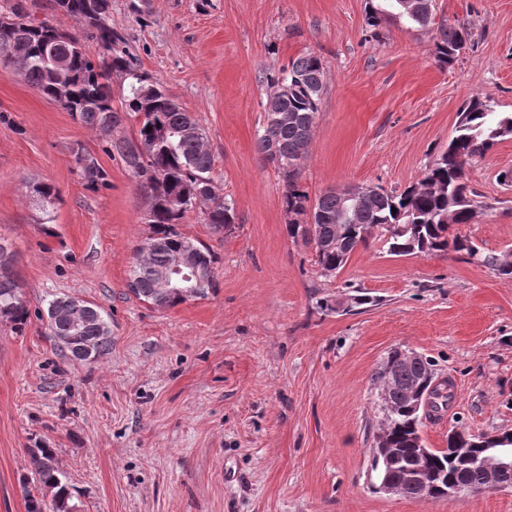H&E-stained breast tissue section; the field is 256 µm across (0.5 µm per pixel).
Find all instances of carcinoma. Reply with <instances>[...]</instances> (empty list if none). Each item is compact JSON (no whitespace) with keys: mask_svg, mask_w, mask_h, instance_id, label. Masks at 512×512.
Listing matches in <instances>:
<instances>
[{"mask_svg":"<svg viewBox=\"0 0 512 512\" xmlns=\"http://www.w3.org/2000/svg\"><path fill=\"white\" fill-rule=\"evenodd\" d=\"M417 2V11L409 15L401 0H367L366 24L376 29L388 20L398 19L411 27L428 29L435 23L434 0ZM109 6V0H54L55 10L80 23L86 35L101 46V53L91 58L78 40L58 42L59 27L32 17L21 3H16L6 17L14 16L20 22L0 23V63L14 65L8 48L13 43L24 44L28 54L20 69L28 83L59 103L82 125L99 132L104 151L125 164L143 193L150 228L144 240L146 247L135 250L130 290L150 305L172 308L185 302V298L175 288H158L159 275L169 270L175 257L189 247L194 248L200 279L196 298L204 299L218 288L214 254L201 242L186 237L180 224L189 212L197 210L214 233L228 234L235 227V207L233 202L210 194L213 157L199 120L140 71L137 58L126 50L122 34L107 23ZM470 38L471 33L463 25H439L434 42L439 66L451 65ZM55 53L69 58L65 70L57 68ZM114 74L124 78L119 109L112 106L109 81ZM262 81L271 92L265 105L266 124L257 132L256 148L281 174L282 205L290 216L289 235L312 247L316 264L324 273L332 275L343 268L351 254L360 247H368L373 232L378 231L379 240L394 256L433 255L451 248L501 275H512V249L482 254L468 237L452 233V226L470 223L471 209L478 206L476 192L468 183L467 166L512 137L511 112L497 111L489 99H470L459 110L455 134L448 147L426 166L418 183L400 193L379 187L348 218L345 209L349 200L345 195L350 188L320 196L310 211L307 192L298 182V160L307 154L325 88L321 58L313 53L302 54L290 60L288 66L264 73ZM128 120L136 128L131 138L119 134ZM77 150L86 158L79 165L85 187L97 191L107 186L106 173L96 158L80 146ZM26 195L43 223L52 222L60 201L57 188L45 182H30ZM307 214L311 215L309 222L303 220ZM11 261L8 246L0 244V321L21 331L27 325L30 311L10 274ZM77 303L83 300L69 296L48 303L50 335L68 334L65 314ZM88 307L90 313L79 332V343L91 348L93 357L99 359L108 354L111 330L99 307L92 303ZM376 382L385 392V442L397 452L391 458L374 457L378 479L399 485L401 496L417 500L426 494L434 501L439 500L450 484L472 492L484 491L481 464L452 459L446 451L431 450L424 456L417 447L422 415L413 408L409 392L419 387L425 394L433 391L435 412L446 406L449 399L442 388H431V364L394 349L377 372ZM448 447H467L475 459L485 455V444L479 437L471 436L465 442L450 435ZM420 455L424 461L423 480L417 484L405 482L403 465ZM31 464L35 489L46 488L52 493V512H71L72 492L56 465L53 450L32 451Z\"/></svg>","mask_w":512,"mask_h":512,"instance_id":"obj_1","label":"carcinoma"}]
</instances>
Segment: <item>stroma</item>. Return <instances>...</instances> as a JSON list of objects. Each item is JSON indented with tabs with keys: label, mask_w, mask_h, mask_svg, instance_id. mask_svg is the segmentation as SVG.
Masks as SVG:
<instances>
[{
	"label": "stroma",
	"mask_w": 512,
	"mask_h": 512,
	"mask_svg": "<svg viewBox=\"0 0 512 512\" xmlns=\"http://www.w3.org/2000/svg\"><path fill=\"white\" fill-rule=\"evenodd\" d=\"M32 16L100 47L53 0ZM366 0H110L140 69L200 120L232 233L198 212L182 232L216 257L218 290L156 309L129 290L149 233L144 197L94 131L0 64V238L31 316L0 323V512H26L33 449H53L72 512H512V487L433 502L378 492L372 470L384 412L374 375L391 349L451 380L448 408L424 419L425 447L448 433L512 432V275L450 251L396 257L378 239L335 275L288 235L284 182L258 153L269 90L262 71L312 52L327 77L300 183L310 200L345 186L400 191L454 134L472 96L512 112V0H435V20L471 43L440 67L434 33L399 22L370 30ZM108 185L85 188L72 148ZM512 138L468 170L484 203L454 231L485 252L512 249ZM61 194L43 223L23 185ZM99 305L112 348L73 360L39 311L58 295Z\"/></svg>",
	"instance_id": "1"
}]
</instances>
